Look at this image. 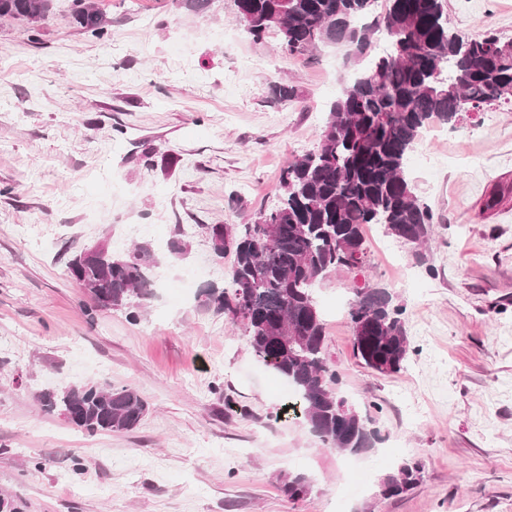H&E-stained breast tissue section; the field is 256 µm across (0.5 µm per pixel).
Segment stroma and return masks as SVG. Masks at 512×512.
<instances>
[{"instance_id": "1", "label": "stroma", "mask_w": 512, "mask_h": 512, "mask_svg": "<svg viewBox=\"0 0 512 512\" xmlns=\"http://www.w3.org/2000/svg\"><path fill=\"white\" fill-rule=\"evenodd\" d=\"M94 2L105 43L73 24L72 0L36 33L0 19V496L21 512H512V109L422 132L407 173L436 217L429 249L368 225V265L314 290L340 390L384 438L355 456L364 484L343 502L346 455L284 414L285 380L196 295L232 265L207 225L276 207L287 161L315 149L363 63L346 43L284 55L253 41L233 0ZM445 4L460 33L512 39V0ZM176 238L185 250L138 318L87 316L73 253L147 242L163 259ZM366 284L406 309L399 373L353 352L347 303ZM88 381L136 388L140 426L90 435L37 401ZM414 461L418 485L382 497ZM296 473L299 500L283 491Z\"/></svg>"}]
</instances>
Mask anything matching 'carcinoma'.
<instances>
[{
	"label": "carcinoma",
	"instance_id": "1",
	"mask_svg": "<svg viewBox=\"0 0 512 512\" xmlns=\"http://www.w3.org/2000/svg\"><path fill=\"white\" fill-rule=\"evenodd\" d=\"M54 0H0V19L23 20L31 31ZM375 0H234L236 17L256 42L279 37L287 55L324 43L346 42L364 58L376 34L385 48L333 102L316 149L283 169L280 204L257 221L226 229L211 240L216 257L233 262L224 286L201 289L202 304L224 314L247 337L253 357L275 358L272 371L293 389L288 408L325 448L357 455L380 441L371 419L340 395V376L326 351L325 322L313 290L331 273L368 264L364 225L379 224L398 241L421 246L434 214L414 192L406 161L422 131L435 121L456 122L462 112L512 104V39L495 33L463 35L448 26L443 0H390L371 16ZM73 17L104 43L110 22L89 0H73ZM276 13L279 23L269 20ZM135 260L107 250L94 260L68 261L69 277L92 291L95 307H132L151 294L157 260L150 248ZM249 321H237L240 306ZM405 308L385 288H362L350 303L353 349L380 374L401 370L410 346ZM47 412L60 411L91 435L136 429L147 402L133 387L74 383L40 391ZM420 467L405 463L384 480L383 495L397 497L418 481ZM284 490L294 500L309 492L302 474Z\"/></svg>",
	"mask_w": 512,
	"mask_h": 512
}]
</instances>
